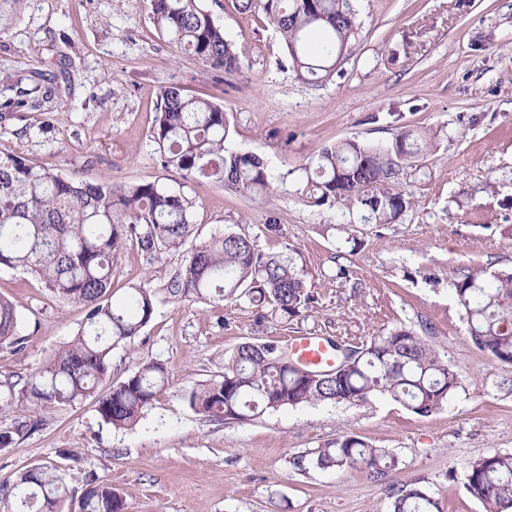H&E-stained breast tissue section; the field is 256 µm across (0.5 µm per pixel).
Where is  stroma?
<instances>
[{"instance_id": "obj_1", "label": "stroma", "mask_w": 512, "mask_h": 512, "mask_svg": "<svg viewBox=\"0 0 512 512\" xmlns=\"http://www.w3.org/2000/svg\"><path fill=\"white\" fill-rule=\"evenodd\" d=\"M242 66L227 74L163 39L150 0H24L0 27V81L67 67L61 107L14 109L0 123V150L115 184L161 180L194 201L188 247L231 229L259 249H294L314 301L298 316L269 318L248 302L169 298L184 256L142 254L112 265V289L144 283L156 294L151 321L112 350L100 393L156 360L168 382L131 430L103 424L96 398L0 410V428L24 414L34 428L0 448V483L40 464L66 470L78 512L86 480L122 497L124 512H390L384 489L356 471L300 475L288 459L344 435L389 449L396 483L421 478L451 512L482 506L449 471L474 457L512 451V365L471 341L448 282L452 272L512 270V0H356L361 27L330 80L314 85L289 66L274 29L233 0H204ZM223 105L228 144L267 164L268 192L246 194L163 170L152 139L160 88ZM428 134L427 155L408 161L398 187L411 205L393 224H364L340 205L299 199L301 169L345 139L392 142L401 127ZM277 232H269V225ZM0 295L24 323L23 349L0 347V381L39 367L71 341L86 312L58 303L32 275L0 269ZM397 328L426 332L462 386L422 417L384 396L303 404L251 420L217 421L193 410L191 391L217 379L224 358L251 341L288 347L315 335L361 346Z\"/></svg>"}]
</instances>
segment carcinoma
<instances>
[{
    "label": "carcinoma",
    "instance_id": "carcinoma-1",
    "mask_svg": "<svg viewBox=\"0 0 512 512\" xmlns=\"http://www.w3.org/2000/svg\"><path fill=\"white\" fill-rule=\"evenodd\" d=\"M159 32L216 71L241 67L242 52L224 37L203 0H150ZM242 14L260 13L279 34L296 75L319 84L338 72L350 52L360 22L352 0H234ZM67 71L49 78L40 71L9 78L0 88V119L15 104L33 109L60 97ZM224 109L176 85L160 90L153 139L160 165L183 177L215 179L239 191L270 189L272 175L257 155L227 146ZM432 141L416 129L401 128L391 144L374 147L356 139L323 148L304 167L297 194L322 206L339 204L361 212L368 224H392L410 205L395 185L403 164L424 155ZM193 200L160 180L115 186L83 176L65 177L56 168L0 151V267L33 275L66 304L87 308L70 343L35 372L0 382V403L29 401L43 406L71 404L94 395L107 377L112 348L150 322L155 295L132 285L115 299L112 264L128 242L146 254L177 252L192 233ZM456 305L475 346L512 364V271L490 276L471 271L452 282ZM170 297H195L218 304L244 299L272 314L294 317L314 300L286 253H264L249 236L227 230L190 250L166 284ZM22 320L14 304L0 296V346L24 347ZM354 358L333 374L300 371L276 361L272 343L244 342L224 359V373L191 393L192 408L214 419L246 420L285 407L330 402L363 403L380 395L410 412L430 416L461 385L458 371L423 337L395 329L353 349ZM167 381L166 367L147 361L98 398L102 422L115 430L134 428ZM32 429L20 415L0 429V447ZM292 470H354L385 489L391 512H444L441 498L420 479L395 484L390 451L346 435L289 457ZM463 487L484 512H512V452L473 458ZM67 474L57 466H37L11 483H0V512H54L67 496ZM83 512H122L112 485L89 479L80 497Z\"/></svg>",
    "mask_w": 512,
    "mask_h": 512
}]
</instances>
